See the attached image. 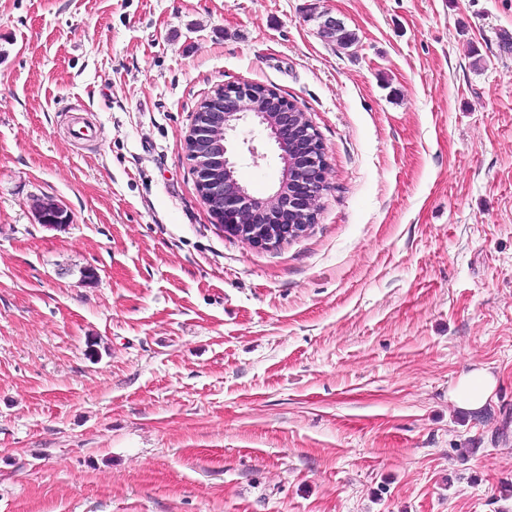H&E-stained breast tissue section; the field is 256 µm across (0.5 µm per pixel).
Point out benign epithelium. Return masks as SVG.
<instances>
[{"label":"benign epithelium","instance_id":"obj_1","mask_svg":"<svg viewBox=\"0 0 512 512\" xmlns=\"http://www.w3.org/2000/svg\"><path fill=\"white\" fill-rule=\"evenodd\" d=\"M274 99L277 110L265 111L261 102ZM248 121L274 142L284 163L279 185L266 199L251 195L235 177L238 154L232 137ZM186 148L198 190L225 234L273 247L301 236L314 222L324 151L306 113L274 91L239 82L217 87L201 102Z\"/></svg>","mask_w":512,"mask_h":512}]
</instances>
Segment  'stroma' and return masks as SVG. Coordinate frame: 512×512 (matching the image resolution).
Wrapping results in <instances>:
<instances>
[{
  "instance_id": "35a3bbf8",
  "label": "stroma",
  "mask_w": 512,
  "mask_h": 512,
  "mask_svg": "<svg viewBox=\"0 0 512 512\" xmlns=\"http://www.w3.org/2000/svg\"><path fill=\"white\" fill-rule=\"evenodd\" d=\"M503 29L512 0H0V512H512ZM227 82L325 152L269 249L186 157ZM475 369L496 387L458 409ZM495 384L491 373L483 369L476 370L460 380L452 398L461 409L476 411L484 406Z\"/></svg>"
}]
</instances>
